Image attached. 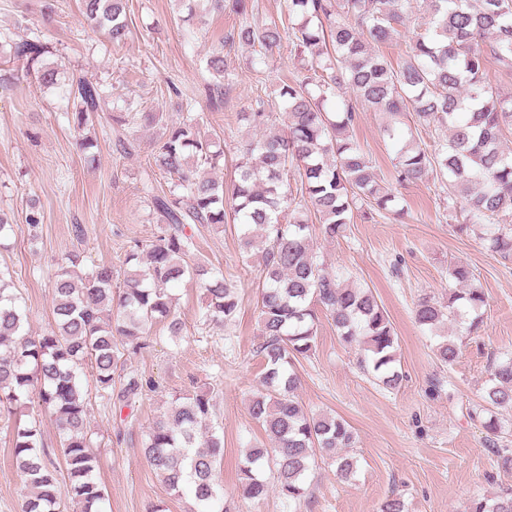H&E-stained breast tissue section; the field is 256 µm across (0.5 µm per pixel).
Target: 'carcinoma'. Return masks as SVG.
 <instances>
[{"mask_svg": "<svg viewBox=\"0 0 512 512\" xmlns=\"http://www.w3.org/2000/svg\"><path fill=\"white\" fill-rule=\"evenodd\" d=\"M126 0H84L86 21L104 30L115 47L126 43L130 28ZM242 18L227 40L248 45L265 59L282 43L303 61L301 77L282 86V112H270L263 99L240 120L266 133L246 140L239 150L231 195L224 181L202 175L214 168L224 151L201 130L200 117L185 111L166 125L157 139L153 162L143 170L158 233L146 246L133 242L126 250L127 269L102 266L82 277L79 255L70 254L52 279L54 325L33 336L24 329L17 299L0 287V414L13 421L12 452L31 494L22 512H61L65 499L81 512H99L105 492L96 477L97 456L87 430L89 394L80 374L87 363L96 372L99 390L122 406L152 389V381L118 369L123 356L145 345L146 330L167 322L179 336L169 286L189 277L201 283L205 318L228 321L239 308L237 286L204 265L189 264L193 245L186 228L224 223L231 205L243 229L240 249L260 254L259 342L262 390L250 400L249 413L263 428L268 444L248 449L242 461L243 494L264 499L270 489L291 503L305 498L306 480L316 457L336 465L347 479L357 468L348 453L354 435L345 420L332 414H308L297 398L300 379L294 362L316 348L318 311L326 313L340 340L361 351V363L385 389L401 388L397 366L398 337L377 296L369 287L347 283L346 273L320 260L304 216H319L324 240L346 235L353 206L362 202L378 213L394 201L381 186L372 162L353 137L358 107L394 117L410 112L421 127L448 132L433 149L409 141L395 164L400 186L434 175L446 180L448 212L463 202L460 230L474 228L488 249L512 259V150L503 145L512 130V93L496 91L487 82V66L512 71V0H427L423 32L406 45L405 58L394 66L377 48L395 39L407 18L404 0H285L284 19L265 24L248 21L252 0H231ZM51 43L38 37L10 41L9 57L26 62L45 87L57 84L58 70L47 62ZM215 79V102L224 96L229 77L223 48L206 59ZM350 94L341 111L327 112L328 95ZM67 109L79 133V146L89 162L97 147L95 113L107 98L100 82L82 76L65 91ZM284 128L276 129L278 119ZM152 117L130 101L112 116L111 133L130 154L135 149L131 126ZM300 177L288 187V168ZM172 181L167 193L154 192L156 172ZM460 285L446 298L424 296L413 314L415 322L436 338L434 355L446 365L459 358L461 346L442 334V325L467 315L468 332L483 326L487 296L475 284L464 262L449 269ZM55 416L67 481L46 460L38 419L25 414L31 393ZM484 427L502 433L493 410L512 408V358L493 365L483 390ZM216 408L211 390L175 394L166 413L153 423L143 453L166 487L190 491V512H224L221 464L224 437L199 434ZM466 512H512V487L493 497L474 499Z\"/></svg>", "mask_w": 512, "mask_h": 512, "instance_id": "1", "label": "carcinoma"}]
</instances>
